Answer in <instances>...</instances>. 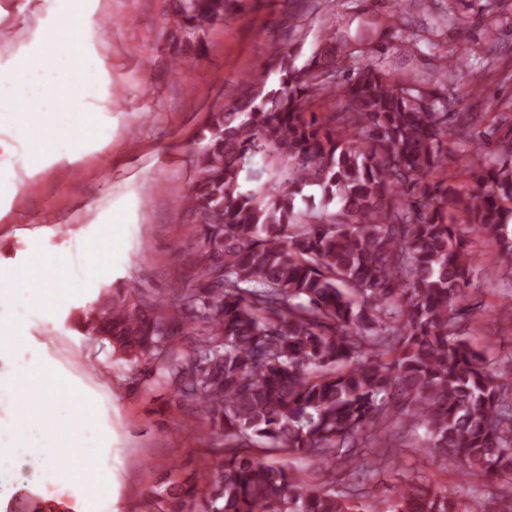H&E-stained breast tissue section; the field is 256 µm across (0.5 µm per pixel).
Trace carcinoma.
Instances as JSON below:
<instances>
[{"instance_id": "obj_1", "label": "carcinoma", "mask_w": 512, "mask_h": 512, "mask_svg": "<svg viewBox=\"0 0 512 512\" xmlns=\"http://www.w3.org/2000/svg\"><path fill=\"white\" fill-rule=\"evenodd\" d=\"M229 0H172L182 41L224 19ZM325 20L301 66L279 49L208 116L185 195L194 286L179 301L107 288L82 310L89 336L144 383L173 386L224 432V452L145 493L152 512H359L332 489L336 461L382 457L424 429L422 450L464 477L512 473V379L467 337L482 266L512 287V140L473 151L477 186L448 170V137L483 116L446 112L417 75L360 62ZM278 82L268 83L271 73ZM334 96L340 109L306 112ZM266 180L244 192L253 158ZM320 202L296 205L305 188ZM496 245L484 256L471 241ZM182 325L185 337L165 323ZM314 458L309 480L250 453L254 437ZM389 512H473L456 492L405 475Z\"/></svg>"}]
</instances>
